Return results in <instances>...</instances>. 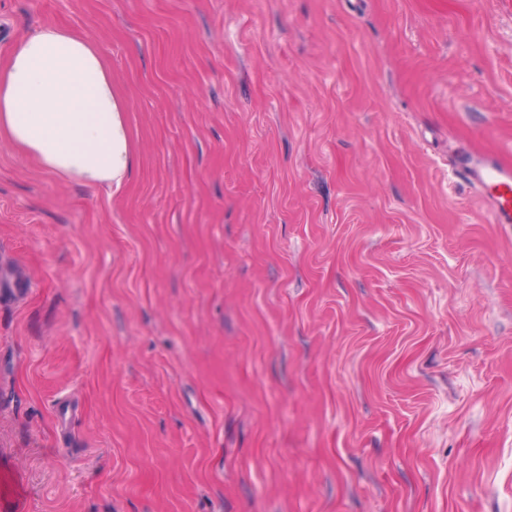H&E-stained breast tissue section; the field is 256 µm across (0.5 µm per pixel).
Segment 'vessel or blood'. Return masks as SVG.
Listing matches in <instances>:
<instances>
[{"label": "vessel or blood", "mask_w": 512, "mask_h": 512, "mask_svg": "<svg viewBox=\"0 0 512 512\" xmlns=\"http://www.w3.org/2000/svg\"><path fill=\"white\" fill-rule=\"evenodd\" d=\"M466 176L478 187L494 223L512 224V166L481 154L467 168Z\"/></svg>", "instance_id": "vessel-or-blood-1"}]
</instances>
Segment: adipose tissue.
<instances>
[{"mask_svg":"<svg viewBox=\"0 0 512 512\" xmlns=\"http://www.w3.org/2000/svg\"><path fill=\"white\" fill-rule=\"evenodd\" d=\"M125 103L101 47L55 25L0 62V136L57 177L121 189L132 167Z\"/></svg>","mask_w":512,"mask_h":512,"instance_id":"adipose-tissue-1","label":"adipose tissue"}]
</instances>
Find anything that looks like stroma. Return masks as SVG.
Masks as SVG:
<instances>
[{"label":"stroma","mask_w":512,"mask_h":512,"mask_svg":"<svg viewBox=\"0 0 512 512\" xmlns=\"http://www.w3.org/2000/svg\"><path fill=\"white\" fill-rule=\"evenodd\" d=\"M45 24L134 167L0 137V512H512V0H0V58ZM495 224H512V167L491 155H478L466 170Z\"/></svg>","instance_id":"obj_1"}]
</instances>
